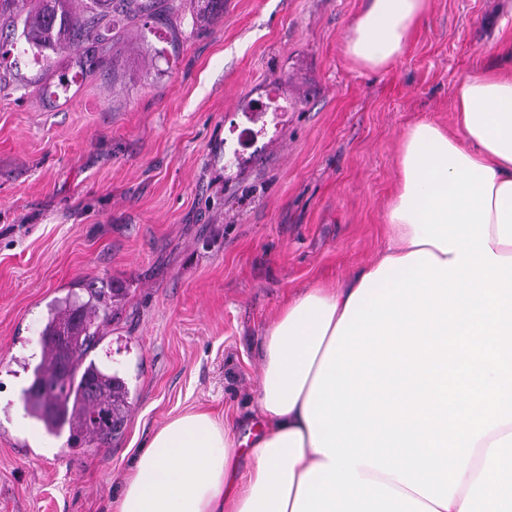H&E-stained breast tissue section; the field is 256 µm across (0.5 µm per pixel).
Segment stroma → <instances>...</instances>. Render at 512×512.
I'll return each mask as SVG.
<instances>
[{
  "mask_svg": "<svg viewBox=\"0 0 512 512\" xmlns=\"http://www.w3.org/2000/svg\"><path fill=\"white\" fill-rule=\"evenodd\" d=\"M363 7L175 0L79 59L0 29V512H110L167 422L250 412L289 299L382 248L402 134L450 126L458 81L501 64L512 0H428L381 71L346 53ZM271 97L287 111H248ZM92 280L125 289L91 356L130 390L97 448L47 434L23 399L49 303Z\"/></svg>",
  "mask_w": 512,
  "mask_h": 512,
  "instance_id": "1",
  "label": "stroma"
}]
</instances>
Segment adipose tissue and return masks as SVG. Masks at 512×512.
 <instances>
[{
  "label": "adipose tissue",
  "mask_w": 512,
  "mask_h": 512,
  "mask_svg": "<svg viewBox=\"0 0 512 512\" xmlns=\"http://www.w3.org/2000/svg\"><path fill=\"white\" fill-rule=\"evenodd\" d=\"M426 9L367 0L348 56L386 68ZM454 112L403 134L374 261L266 327L245 431L174 418L117 512H512V73Z\"/></svg>",
  "instance_id": "1"
}]
</instances>
